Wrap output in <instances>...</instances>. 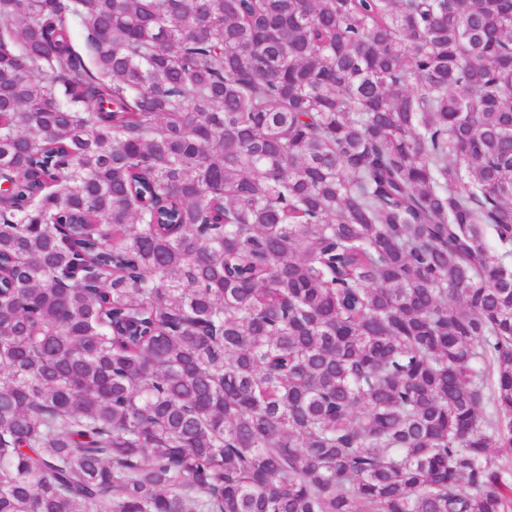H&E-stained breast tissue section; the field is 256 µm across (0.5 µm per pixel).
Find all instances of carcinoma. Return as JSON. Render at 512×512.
<instances>
[{"mask_svg":"<svg viewBox=\"0 0 512 512\" xmlns=\"http://www.w3.org/2000/svg\"><path fill=\"white\" fill-rule=\"evenodd\" d=\"M0 178V512H512V0H0Z\"/></svg>","mask_w":512,"mask_h":512,"instance_id":"obj_1","label":"carcinoma"}]
</instances>
